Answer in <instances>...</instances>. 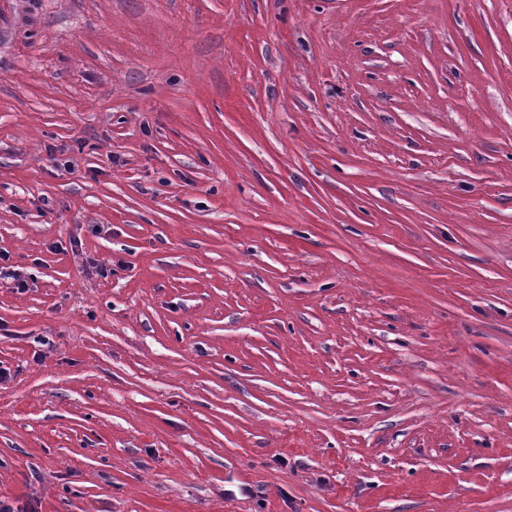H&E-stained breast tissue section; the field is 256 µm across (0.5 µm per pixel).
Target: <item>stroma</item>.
Returning <instances> with one entry per match:
<instances>
[{
	"instance_id": "1",
	"label": "stroma",
	"mask_w": 512,
	"mask_h": 512,
	"mask_svg": "<svg viewBox=\"0 0 512 512\" xmlns=\"http://www.w3.org/2000/svg\"><path fill=\"white\" fill-rule=\"evenodd\" d=\"M0 254L18 512H512V0H0Z\"/></svg>"
}]
</instances>
